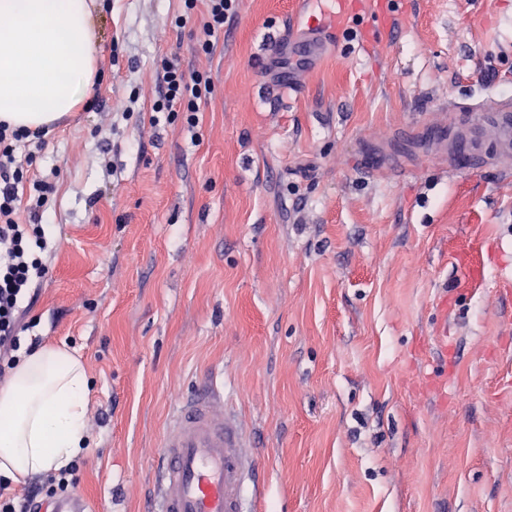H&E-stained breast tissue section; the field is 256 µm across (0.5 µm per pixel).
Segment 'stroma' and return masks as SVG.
<instances>
[{
	"label": "stroma",
	"mask_w": 512,
	"mask_h": 512,
	"mask_svg": "<svg viewBox=\"0 0 512 512\" xmlns=\"http://www.w3.org/2000/svg\"><path fill=\"white\" fill-rule=\"evenodd\" d=\"M240 0L198 52L183 0H96L98 79L30 168L59 246L30 335L92 382L78 494L151 512L166 421L207 374L250 438L258 512H512V168L433 149L512 99V0ZM199 123L150 122L161 61ZM134 98L130 116L116 101ZM309 14L305 23L296 27L290 40H288V58L295 61H309L316 53H321L337 38L336 14L345 12L342 0H310ZM331 18L332 24L326 25L322 18ZM162 79L165 91L160 100L153 104L151 122H160L161 116L167 120L175 117V112H184L185 120L191 127L199 122L197 112L208 94H211L210 79L200 71L184 70L178 60L164 59Z\"/></svg>",
	"instance_id": "1"
}]
</instances>
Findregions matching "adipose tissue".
<instances>
[{
    "label": "adipose tissue",
    "mask_w": 512,
    "mask_h": 512,
    "mask_svg": "<svg viewBox=\"0 0 512 512\" xmlns=\"http://www.w3.org/2000/svg\"><path fill=\"white\" fill-rule=\"evenodd\" d=\"M93 0H0V121L35 129L82 105L96 75ZM90 379L80 358L45 347L0 386V475L66 467L89 444Z\"/></svg>",
    "instance_id": "1"
}]
</instances>
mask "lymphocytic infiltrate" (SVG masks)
<instances>
[{
  "label": "lymphocytic infiltrate",
  "mask_w": 512,
  "mask_h": 512,
  "mask_svg": "<svg viewBox=\"0 0 512 512\" xmlns=\"http://www.w3.org/2000/svg\"><path fill=\"white\" fill-rule=\"evenodd\" d=\"M239 0H185L186 14L196 17L200 31L199 48L210 52L215 35L237 15ZM162 79L165 91L154 103L152 122L174 118L184 113L188 125H197L200 105L212 87L207 76L199 71L184 70L175 60H164ZM43 129L14 128L0 123V380L25 356L33 354L38 340L26 333L23 321L27 305L33 302L39 287L49 273L45 255L50 243L46 236L43 216L54 186L48 180L28 181L32 153H21L19 146L26 142L42 144ZM28 194H20V187ZM76 485L68 472L56 476L31 477L20 497L0 495V512H32L35 505L66 493Z\"/></svg>",
  "instance_id": "lymphocytic-infiltrate-1"
}]
</instances>
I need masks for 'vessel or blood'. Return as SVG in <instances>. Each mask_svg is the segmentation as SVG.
Wrapping results in <instances>:
<instances>
[{"instance_id": "b4317fda", "label": "vessel or blood", "mask_w": 512, "mask_h": 512, "mask_svg": "<svg viewBox=\"0 0 512 512\" xmlns=\"http://www.w3.org/2000/svg\"><path fill=\"white\" fill-rule=\"evenodd\" d=\"M343 0H310L304 23L288 42L293 60H311L337 38L331 20ZM475 125L492 122L502 157L512 156V106L495 103L476 109ZM219 382L196 389L166 425L160 448L156 512H251L244 483L254 470L246 438L234 418L214 401Z\"/></svg>"}]
</instances>
